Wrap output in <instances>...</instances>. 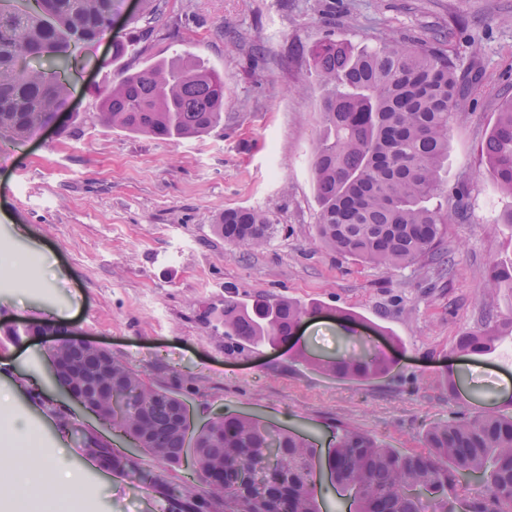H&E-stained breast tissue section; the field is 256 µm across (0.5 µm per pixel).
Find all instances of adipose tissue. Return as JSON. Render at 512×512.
I'll list each match as a JSON object with an SVG mask.
<instances>
[{
    "label": "adipose tissue",
    "mask_w": 512,
    "mask_h": 512,
    "mask_svg": "<svg viewBox=\"0 0 512 512\" xmlns=\"http://www.w3.org/2000/svg\"><path fill=\"white\" fill-rule=\"evenodd\" d=\"M0 439L12 446L0 463V512H63L74 499L96 496V487L75 481L57 449L41 447L26 424L11 421Z\"/></svg>",
    "instance_id": "1"
}]
</instances>
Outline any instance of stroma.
Masks as SVG:
<instances>
[{"label": "stroma", "instance_id": "1", "mask_svg": "<svg viewBox=\"0 0 512 512\" xmlns=\"http://www.w3.org/2000/svg\"><path fill=\"white\" fill-rule=\"evenodd\" d=\"M139 0H116L111 35L81 46L65 78L66 115L18 146L0 142V255L28 260L0 276V327L52 326L110 349L145 381L182 394L195 424L243 413L328 445L337 426L416 450L430 423L466 408L512 414V339L460 365L463 399L442 382L460 332L485 311L512 316V293L489 296L480 279L512 259V207L485 173L481 147L512 99V0H166L157 35L130 66L190 52L224 78V123L196 139L164 140L100 124L58 136L67 114L98 112L96 88L111 37L132 34ZM343 39L373 48L389 39L448 51L480 81L460 103L448 134V189L463 191L464 217L444 242L451 276L427 266L385 272L345 259L315 237L319 205L312 150L324 90L309 48ZM273 212L278 231L244 251L214 230L224 209ZM264 294L320 302L299 342L337 357L386 349L396 363L367 383L341 381L295 362L288 346L230 348L224 302ZM354 314L343 325L332 312ZM47 336L0 342V421L19 419L43 447L63 439L96 497L75 512H168L128 476L85 459L74 432L88 415L60 398L49 376Z\"/></svg>", "mask_w": 512, "mask_h": 512}]
</instances>
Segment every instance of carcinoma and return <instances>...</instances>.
<instances>
[{"label":"carcinoma","instance_id":"1","mask_svg":"<svg viewBox=\"0 0 512 512\" xmlns=\"http://www.w3.org/2000/svg\"><path fill=\"white\" fill-rule=\"evenodd\" d=\"M0 0V131L18 144L50 124L68 101L61 71L81 63L77 49L109 32L115 0ZM157 0H140L137 39L116 36L110 66L138 52L156 33ZM311 74L327 89L319 104L322 135L312 170L320 210V244L356 262L403 269L426 262L445 271L447 225L460 219L462 198L451 201L440 177L448 162L449 118L466 90L453 59L433 48L417 50L388 42L359 48L324 39L310 49ZM50 58L47 74L27 60ZM101 98L97 120L158 139L201 137L224 121V78L201 67L188 52L175 61L142 69L125 67ZM485 169L502 194L512 197V99L481 148ZM215 229L224 242L258 248L278 231L269 211L228 208ZM485 293L512 290V264L493 263L481 279ZM322 312L319 302L257 296L242 305L224 300V335L238 347H275L300 322ZM512 336V317L485 313L480 326L463 331L459 356L487 354ZM112 392L97 411L129 446L167 465L187 458V439L198 453L191 477L159 483L140 466L137 481L169 502L173 492L192 503L202 499L220 512H321L311 461L321 452L300 432L270 431L240 414L222 415L198 429L178 422L185 403L169 388L144 381L112 356ZM293 358L338 380L367 382L387 374L385 353L334 359L312 357L304 347ZM423 449L407 451L376 441L354 428L336 431L328 451L337 485L358 492L353 512H512V415L494 410L455 411L423 432ZM486 486L483 502L462 501V475Z\"/></svg>","mask_w":512,"mask_h":512}]
</instances>
